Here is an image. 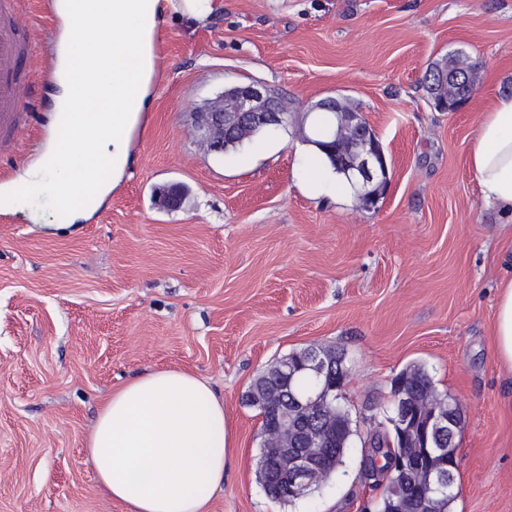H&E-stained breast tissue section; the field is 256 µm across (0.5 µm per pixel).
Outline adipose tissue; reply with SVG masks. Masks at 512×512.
Here are the masks:
<instances>
[{"instance_id": "adipose-tissue-1", "label": "adipose tissue", "mask_w": 512, "mask_h": 512, "mask_svg": "<svg viewBox=\"0 0 512 512\" xmlns=\"http://www.w3.org/2000/svg\"><path fill=\"white\" fill-rule=\"evenodd\" d=\"M223 7L224 0H56L64 35L55 107L82 114L87 135L52 136L10 204L41 195L62 205L73 191L81 205L67 210L68 223L96 212L127 169L130 136L150 107L164 17L203 24ZM102 160L111 180L98 175ZM469 166L482 202L512 214V96L484 114ZM302 172L313 196L349 189L316 153L303 158ZM494 336L499 361L512 368V279L498 287ZM86 445L100 490L127 512H212L230 448L224 400L197 374L152 369L110 393Z\"/></svg>"}]
</instances>
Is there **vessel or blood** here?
Listing matches in <instances>:
<instances>
[{
    "label": "vessel or blood",
    "instance_id": "b4317fda",
    "mask_svg": "<svg viewBox=\"0 0 512 512\" xmlns=\"http://www.w3.org/2000/svg\"><path fill=\"white\" fill-rule=\"evenodd\" d=\"M19 0H0V138L22 126V90L30 80L24 63L34 52L32 39L17 25Z\"/></svg>",
    "mask_w": 512,
    "mask_h": 512
}]
</instances>
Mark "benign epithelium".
<instances>
[{
  "mask_svg": "<svg viewBox=\"0 0 512 512\" xmlns=\"http://www.w3.org/2000/svg\"><path fill=\"white\" fill-rule=\"evenodd\" d=\"M195 127L200 145L208 152L224 151L228 141L243 142L252 136V129L264 130L283 127L290 120L281 102L272 96L270 90L259 83H245L237 86L235 101H224L220 94L208 100L194 112ZM350 123L359 129L358 145L346 160L347 172L351 181L364 188L373 182L382 185L387 182L388 166L378 138L363 119L355 113L348 117ZM184 189L171 185L161 193L163 207L169 210L181 208L184 202ZM336 366L328 361L321 350L306 351L301 362L294 366L288 362L281 366V376L290 381L299 372H305L316 382L322 392L336 391L334 374ZM294 403L303 407V417L293 425L286 420H277L260 432L265 445L274 441V435L281 439L273 452L280 458L281 478L288 489V494L303 497L319 477V457L329 453L333 444L334 427L321 424L320 398L306 399L293 396ZM420 413L419 403L403 390L398 391L393 400L390 424L399 428L403 446L412 442L409 432L414 428L415 417ZM432 433L441 438L455 426L456 417L451 414L433 415ZM457 463L429 469V482L444 486L453 478Z\"/></svg>",
  "mask_w": 512,
  "mask_h": 512,
  "instance_id": "obj_1",
  "label": "benign epithelium"
}]
</instances>
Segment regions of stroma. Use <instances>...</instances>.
<instances>
[{
  "label": "stroma",
  "instance_id": "1",
  "mask_svg": "<svg viewBox=\"0 0 512 512\" xmlns=\"http://www.w3.org/2000/svg\"><path fill=\"white\" fill-rule=\"evenodd\" d=\"M35 55L24 127L0 145V183L36 161L54 87L56 22L23 0ZM461 52L476 95L437 111L430 63ZM132 163L73 233L50 200L0 220V512H126L97 487L85 448L97 405L147 369L207 379L224 400L231 453L214 512H374L382 490L343 465L290 505L256 480L261 418L245 400L276 359L344 349L342 405L358 429L385 421L392 381L425 365L456 399V512H512V370L493 345L497 284L512 277V226L484 207L468 164L480 120L512 94V0H224L204 25L172 20ZM279 92L288 126L205 152L193 114L226 86ZM355 99L388 164L376 205L315 197L298 126L327 95ZM186 190L180 209L161 191Z\"/></svg>",
  "mask_w": 512,
  "mask_h": 512
}]
</instances>
